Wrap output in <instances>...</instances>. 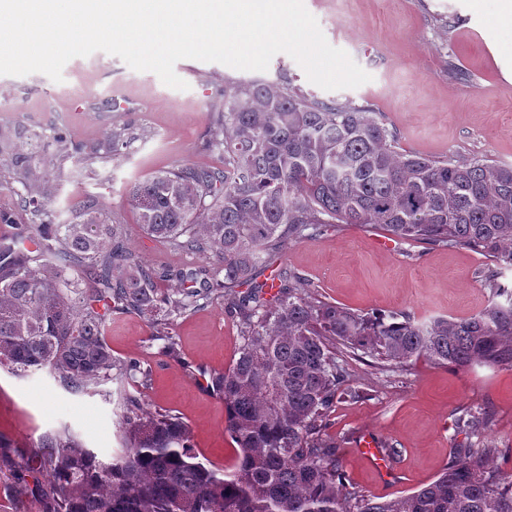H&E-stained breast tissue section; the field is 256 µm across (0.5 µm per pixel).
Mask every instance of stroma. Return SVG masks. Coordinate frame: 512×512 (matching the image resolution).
Segmentation results:
<instances>
[{
  "label": "stroma",
  "instance_id": "35a3bbf8",
  "mask_svg": "<svg viewBox=\"0 0 512 512\" xmlns=\"http://www.w3.org/2000/svg\"><path fill=\"white\" fill-rule=\"evenodd\" d=\"M328 41L370 74L355 89L325 90L311 83L288 54H276L266 79L287 75L304 93L353 101L381 113L398 134L400 149L428 155L474 154L512 165V26L496 21L493 0H304ZM56 82L44 74L0 76V126L22 119L46 122L45 102L65 116L61 127L85 144L111 125L143 126L151 135L132 142L108 163L75 155L65 164L52 206L60 220L87 197L121 216L128 243L149 264H197L198 255L174 250L143 233L125 189L135 180L180 163L209 164L201 146L209 114L224 100L229 80L253 74L187 60L178 75L188 87L165 85L150 71L131 69L111 54L75 57ZM495 263L467 246L441 247L389 238L383 231L341 224L336 229L283 243L254 280L268 283L287 270L298 288L361 312L403 311L414 318L466 317L490 290L483 273ZM169 340L155 338L139 316L116 311L104 336L116 358L139 360L147 385L112 382L72 394L46 373L17 377L0 368V481L12 475L23 452L46 433L69 429L85 447L112 457L123 398L140 397L153 412L181 417L198 452L220 469L234 463L224 431V404L209 394L212 374L236 360L242 344L237 319L224 301H198L172 316ZM352 393L338 400L329 436L349 484L388 499L433 481L452 451L471 443L512 447V369H454L420 359L404 368H380L338 355ZM486 418L479 433L460 428L465 413ZM388 450L392 477H384L357 451L363 436Z\"/></svg>",
  "mask_w": 512,
  "mask_h": 512
}]
</instances>
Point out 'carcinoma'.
Wrapping results in <instances>:
<instances>
[{
  "instance_id": "carcinoma-1",
  "label": "carcinoma",
  "mask_w": 512,
  "mask_h": 512,
  "mask_svg": "<svg viewBox=\"0 0 512 512\" xmlns=\"http://www.w3.org/2000/svg\"><path fill=\"white\" fill-rule=\"evenodd\" d=\"M133 138L113 125L84 146L85 160L110 162ZM202 149L220 165H176L127 191L146 235L206 260L174 268L143 262L124 224L93 198L57 222L51 203L71 141L57 128H0V167L21 186L23 233L36 240L21 249L18 238L0 237V366L14 376L45 370L72 391L146 381L139 363L116 359L105 341L114 308L166 337L172 315L226 297L242 339L238 358L209 385L224 400L231 467L202 461L180 417L128 395L124 448L112 460L58 430L3 482L4 496L28 493L26 474L35 472L48 478L44 512H512V469L496 463L511 462L512 448H457L432 482L379 500L346 483L325 437L331 409L353 393L338 351L381 367L425 358L512 368V287L500 272L485 275L490 297L475 313L429 320L353 311L297 288L285 270L270 299L267 284L253 282L280 243L338 224L479 248L512 268V165L402 151L379 113L305 94L285 77L227 82Z\"/></svg>"
}]
</instances>
